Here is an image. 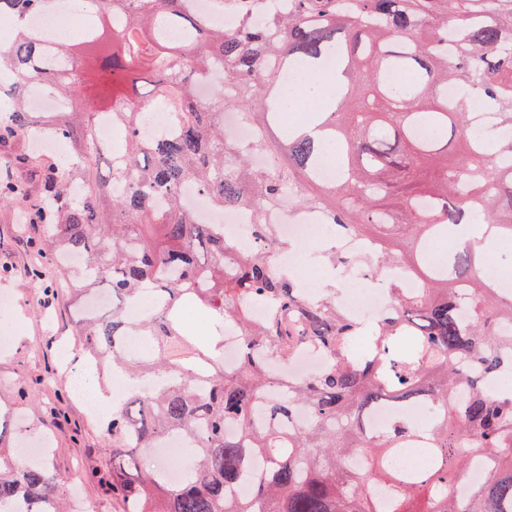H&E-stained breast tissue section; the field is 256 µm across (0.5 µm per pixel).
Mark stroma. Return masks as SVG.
I'll use <instances>...</instances> for the list:
<instances>
[{"mask_svg": "<svg viewBox=\"0 0 512 512\" xmlns=\"http://www.w3.org/2000/svg\"><path fill=\"white\" fill-rule=\"evenodd\" d=\"M31 205L27 199L0 207V328L13 335L10 348L0 350V443L21 449L49 441L44 463L62 478L67 498L91 512H119L100 478L112 453L101 420L76 397L61 369V347L71 350L73 369L85 361L74 334L84 306L58 289L54 266L43 265L41 280L28 275L44 237L41 226L19 221Z\"/></svg>", "mask_w": 512, "mask_h": 512, "instance_id": "35a3bbf8", "label": "stroma"}]
</instances>
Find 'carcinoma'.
Returning a JSON list of instances; mask_svg holds the SVG:
<instances>
[{
  "label": "carcinoma",
  "instance_id": "1",
  "mask_svg": "<svg viewBox=\"0 0 512 512\" xmlns=\"http://www.w3.org/2000/svg\"><path fill=\"white\" fill-rule=\"evenodd\" d=\"M52 0H0L18 23L0 45V142L48 129L72 144L77 161L22 158L39 186L30 224L46 229L45 248L76 294L112 290V311L75 326L88 358L155 380L120 398L103 421L112 440L109 486L121 512H512V396L485 380L512 371V294L481 272L469 240L431 269L422 246L479 218L484 235L512 238V136L490 142L471 113L448 102V86L478 96L512 130V0H215L232 21L217 24L187 0H79L96 18L87 36L50 48L30 18ZM111 77L112 103H85L94 68ZM299 75L320 98L287 142L273 138L285 108L282 77ZM220 74L209 103L198 80ZM44 84L70 102L50 121L27 109L25 92ZM155 103L176 126L172 138L141 132L140 110ZM236 112L254 129L251 151L224 126ZM104 113L124 132L114 156L94 127ZM266 164H251L250 152ZM107 160L108 174L100 173ZM335 182L320 178L325 160ZM192 183L218 208L254 216L252 241L235 245L198 222L181 198ZM28 194V182H0V203ZM317 208L343 235L398 228L414 252L424 288H390L394 311L379 320L357 357L361 322L336 308V295L307 301L275 268L290 248L265 215L283 195ZM157 228L160 243L150 240ZM369 256L345 248L333 259L367 275L394 261L385 240ZM144 294L159 308L132 323L126 304ZM191 303L238 330L239 359L227 369L202 337L186 331ZM263 304L265 321L251 319ZM135 330L152 351L131 359L122 339ZM305 345L326 365L305 380L280 378L268 359ZM424 405L427 431L407 415ZM388 408L383 430L365 418ZM309 415L295 425L300 411ZM190 443L181 478L142 467L141 455L169 436ZM421 441L427 469L400 454ZM489 459L482 480L466 482L472 462ZM64 490L40 464L0 463V512L24 500L31 512H64Z\"/></svg>",
  "mask_w": 512,
  "mask_h": 512
}]
</instances>
